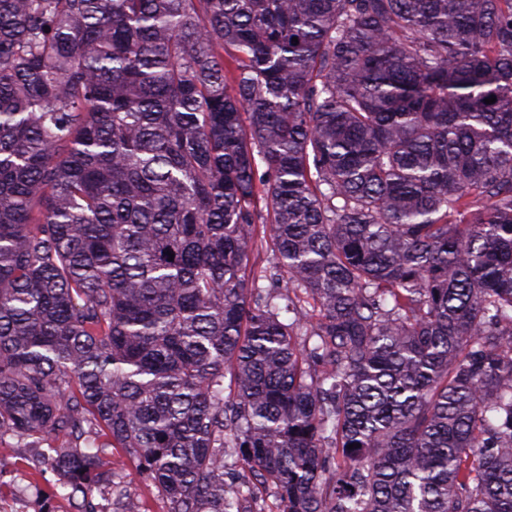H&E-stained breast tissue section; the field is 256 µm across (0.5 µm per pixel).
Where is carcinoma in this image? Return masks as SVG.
I'll return each mask as SVG.
<instances>
[{"label":"carcinoma","mask_w":512,"mask_h":512,"mask_svg":"<svg viewBox=\"0 0 512 512\" xmlns=\"http://www.w3.org/2000/svg\"><path fill=\"white\" fill-rule=\"evenodd\" d=\"M4 434L85 502L110 446L167 512H512V0H0Z\"/></svg>","instance_id":"carcinoma-1"}]
</instances>
